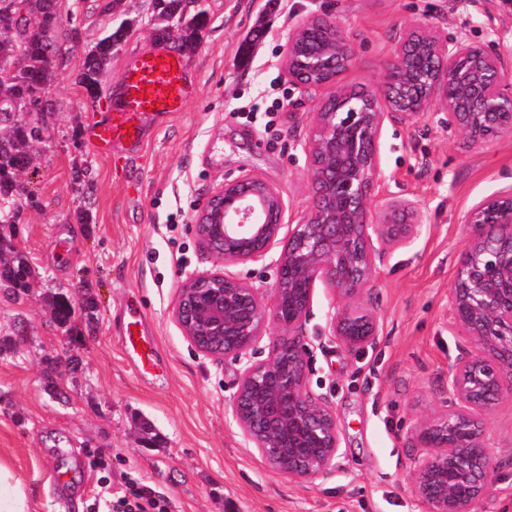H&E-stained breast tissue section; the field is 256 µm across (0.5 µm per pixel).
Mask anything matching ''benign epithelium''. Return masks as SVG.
Listing matches in <instances>:
<instances>
[{"instance_id": "7a95c632", "label": "benign epithelium", "mask_w": 512, "mask_h": 512, "mask_svg": "<svg viewBox=\"0 0 512 512\" xmlns=\"http://www.w3.org/2000/svg\"><path fill=\"white\" fill-rule=\"evenodd\" d=\"M354 50L328 14L312 15L291 34L288 82L318 98L303 151L314 186L311 209L290 229L276 259L270 300L251 283L222 271L188 277L173 316L195 350L244 362L233 415L270 467L303 481L327 476L341 455L335 411L308 388L305 325L317 286L339 300L329 331L349 350L382 336L377 312L364 304L385 256L410 244L423 214L390 197L376 210L384 122L433 109L466 147L512 135V72L486 47L459 32L443 37L409 27L396 41L380 89L347 84ZM281 190L259 177L224 179L194 218L203 248L229 264L266 260L279 242ZM468 242L458 255L448 306L461 336L448 369V392L416 426L409 444L423 455L412 493L428 512H482L496 456L483 416L512 397V185L475 201L464 215ZM280 335L270 357L248 351L267 318Z\"/></svg>"}]
</instances>
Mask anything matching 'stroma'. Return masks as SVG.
Masks as SVG:
<instances>
[{
    "instance_id": "stroma-1",
    "label": "stroma",
    "mask_w": 512,
    "mask_h": 512,
    "mask_svg": "<svg viewBox=\"0 0 512 512\" xmlns=\"http://www.w3.org/2000/svg\"><path fill=\"white\" fill-rule=\"evenodd\" d=\"M102 0H63L79 39L55 63L45 139L19 177L22 218L0 235L36 271L27 294L0 289V463L27 495L29 512H91L130 481L150 487L168 512H427L411 492L420 455L417 422L444 398L461 341L448 306L463 217L476 200L512 184V136L460 147L437 112L386 121L382 178L373 199L400 196L423 211L419 235L378 268L368 303L383 336L346 349L329 334L334 302L317 288L306 326L309 388L335 410L342 434L335 469L315 481L275 472L233 417L242 365L198 354L173 317L182 282L224 270L264 290L270 261L223 264L193 231L197 204L224 178L257 175L277 185L284 221L312 203L303 144L315 103L291 87L288 38L315 13L335 17L355 60L343 82L377 88L399 34L418 23L464 32L512 66V6L505 0H200L207 24L184 57L196 98L167 120L145 119L134 158L100 157L86 128L106 119L107 97L76 81L83 53L112 24ZM137 25L112 55L103 89L128 58L156 47L151 0H125ZM288 100L272 128L262 110ZM91 220L76 221L79 210ZM93 294V329L73 335L52 319L49 295ZM145 316L157 367L142 373L122 349L124 315ZM499 464L485 512H512V400L485 418Z\"/></svg>"
}]
</instances>
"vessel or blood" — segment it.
I'll list each match as a JSON object with an SVG mask.
<instances>
[{"instance_id":"1","label":"vessel or blood","mask_w":512,"mask_h":512,"mask_svg":"<svg viewBox=\"0 0 512 512\" xmlns=\"http://www.w3.org/2000/svg\"><path fill=\"white\" fill-rule=\"evenodd\" d=\"M196 95L188 64L165 49L134 54L115 84L104 120L91 121L88 137L96 153L111 157L114 148L140 151L144 145V117L168 118L183 111ZM142 315L132 312L122 325L125 352L134 355L142 369L156 365L148 336L140 334Z\"/></svg>"}]
</instances>
